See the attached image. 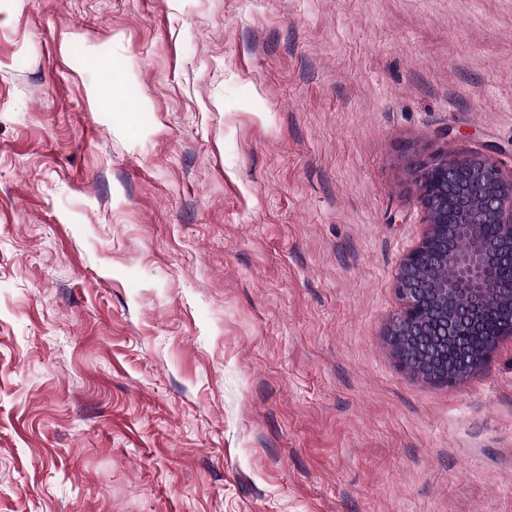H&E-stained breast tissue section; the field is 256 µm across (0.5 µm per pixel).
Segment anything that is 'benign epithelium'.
Wrapping results in <instances>:
<instances>
[{"label":"benign epithelium","instance_id":"1","mask_svg":"<svg viewBox=\"0 0 512 512\" xmlns=\"http://www.w3.org/2000/svg\"><path fill=\"white\" fill-rule=\"evenodd\" d=\"M413 184L427 229L400 261L386 336L407 371L449 387L512 335V283L498 277L512 264V174L484 153L445 155L419 162Z\"/></svg>","mask_w":512,"mask_h":512}]
</instances>
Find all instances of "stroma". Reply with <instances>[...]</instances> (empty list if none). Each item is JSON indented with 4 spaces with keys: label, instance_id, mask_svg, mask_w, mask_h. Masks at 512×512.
Listing matches in <instances>:
<instances>
[{
    "label": "stroma",
    "instance_id": "1",
    "mask_svg": "<svg viewBox=\"0 0 512 512\" xmlns=\"http://www.w3.org/2000/svg\"><path fill=\"white\" fill-rule=\"evenodd\" d=\"M475 151L512 0H0V512H512V338L385 336Z\"/></svg>",
    "mask_w": 512,
    "mask_h": 512
}]
</instances>
